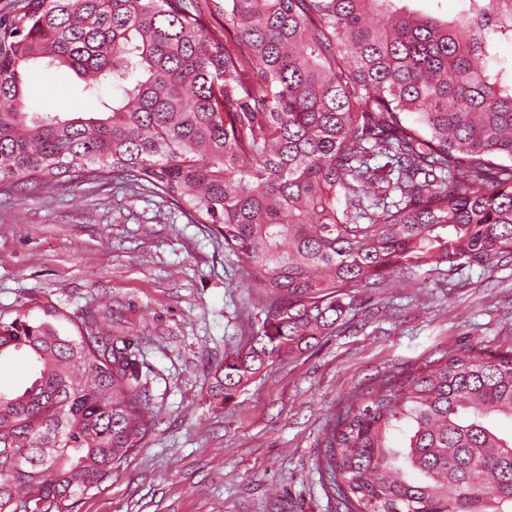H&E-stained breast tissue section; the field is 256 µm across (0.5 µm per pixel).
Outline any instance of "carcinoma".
<instances>
[{
  "label": "carcinoma",
  "instance_id": "1",
  "mask_svg": "<svg viewBox=\"0 0 512 512\" xmlns=\"http://www.w3.org/2000/svg\"><path fill=\"white\" fill-rule=\"evenodd\" d=\"M406 0H22L0 16V185L148 187L205 224L262 297L250 342L210 385L226 405L314 348L362 290L424 267L512 257V0L454 19ZM71 69L88 117L35 112L28 69ZM382 158L381 165L371 160ZM55 306L0 320V512H80L151 431L132 342ZM512 350L460 352L348 400L318 465L347 512H512ZM29 375L27 361L23 357L2 359L0 362V384L22 385Z\"/></svg>",
  "mask_w": 512,
  "mask_h": 512
}]
</instances>
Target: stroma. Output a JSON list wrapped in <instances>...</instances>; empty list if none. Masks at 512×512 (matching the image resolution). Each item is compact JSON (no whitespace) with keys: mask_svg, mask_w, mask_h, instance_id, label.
<instances>
[{"mask_svg":"<svg viewBox=\"0 0 512 512\" xmlns=\"http://www.w3.org/2000/svg\"><path fill=\"white\" fill-rule=\"evenodd\" d=\"M70 70L32 68L37 112L98 111ZM335 335L261 372L231 403L210 395L261 299L222 238L157 194L118 182L0 192V320L54 305L102 320L143 362L155 425L81 512H346L317 458L348 399L451 352L512 348V259L401 272L363 291Z\"/></svg>","mask_w":512,"mask_h":512,"instance_id":"35a3bbf8","label":"stroma"}]
</instances>
